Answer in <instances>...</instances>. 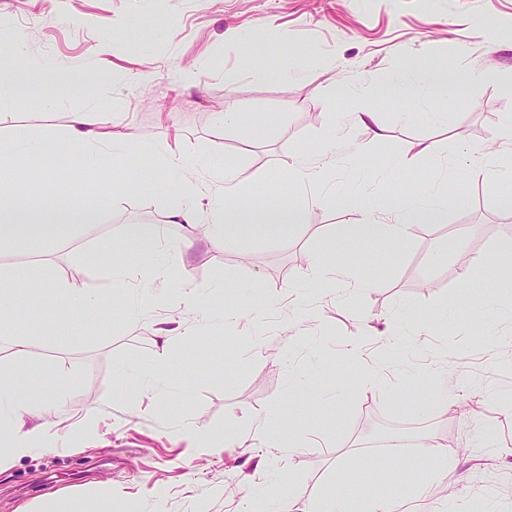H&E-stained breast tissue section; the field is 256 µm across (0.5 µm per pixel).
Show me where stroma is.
Here are the masks:
<instances>
[{"mask_svg": "<svg viewBox=\"0 0 512 512\" xmlns=\"http://www.w3.org/2000/svg\"><path fill=\"white\" fill-rule=\"evenodd\" d=\"M15 31L20 47L0 44L12 89L0 95V137L39 138L48 149L0 163V195L67 197L99 209L100 220L0 243L11 333L31 341L20 357L0 340V374L23 386L48 370L43 385L58 403L41 417L49 448L0 459V512H240L248 500L275 512L285 480L298 490L292 512L354 482L398 499L435 465L415 447L379 452L414 434L445 443L455 462L426 512L448 498L464 512H512V348L499 342L512 333V211L502 203L512 182L467 180V194L448 189L444 223L360 250L374 287L344 299L321 290L316 274L319 261L351 260L330 237L351 223L355 189L379 205L401 188H431L497 139L512 108V0H0V34ZM45 63L63 79L60 94L17 105L30 66ZM410 63L422 83L436 71L474 79L440 98L380 93ZM190 65L197 81L181 86ZM283 68L287 78H277ZM228 103L240 122L227 132L216 114ZM79 110L113 117L132 147L114 167L70 181L68 116ZM350 112L377 113L384 137L354 127L337 136ZM176 135L196 157L199 181H211V157L226 156L256 201L303 205L291 168L323 139L336 142V167L317 181L325 201L300 229L258 226L229 248L202 229L187 248L180 226L163 221L174 198L158 155ZM129 224L158 225L169 245L166 285L99 270L98 261L150 253L145 242L121 248ZM441 249L446 263L431 266ZM477 258L485 268L462 282ZM60 282L95 291L99 305L43 308ZM476 295L490 306H473ZM230 307L244 312L231 326ZM162 328L168 365L154 382L146 369ZM358 336L356 357L348 344ZM368 368L387 386L367 387ZM439 382L454 399L444 414L429 401ZM246 415L298 431L301 449H205V438L237 431ZM190 425L205 436L187 433ZM382 459L394 478H382Z\"/></svg>", "mask_w": 512, "mask_h": 512, "instance_id": "stroma-1", "label": "stroma"}]
</instances>
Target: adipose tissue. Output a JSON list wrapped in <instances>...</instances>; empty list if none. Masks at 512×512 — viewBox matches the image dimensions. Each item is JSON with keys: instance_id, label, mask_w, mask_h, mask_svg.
Wrapping results in <instances>:
<instances>
[{"instance_id": "ef3b65f1", "label": "adipose tissue", "mask_w": 512, "mask_h": 512, "mask_svg": "<svg viewBox=\"0 0 512 512\" xmlns=\"http://www.w3.org/2000/svg\"><path fill=\"white\" fill-rule=\"evenodd\" d=\"M68 138L85 166H108L122 154L125 139L107 131L93 112L71 113ZM163 166L169 173L179 175L177 198L165 212L163 221L181 225L186 236H193L199 225H207L213 238L232 246L239 228L251 224H266L288 229L302 223L303 214L285 199L272 198L257 202L241 194V171L235 164L217 157L211 163L216 177L207 190L195 184L193 159L186 153L181 140L166 144L161 153ZM445 218V203L430 192L411 194L397 191L378 207L366 204L354 210L352 223L337 225L332 241L346 253L359 248H377L404 239L409 226L416 223L438 224ZM95 211L75 208L70 201L60 200L50 205L17 206L0 202V232L9 233L14 240L37 236L57 235L70 225L95 221ZM0 405L7 406L8 416H0V433L11 436L10 457L20 458L33 450L39 437L46 435L42 425H30L29 420L39 412L51 410L55 401L39 383L19 390L15 380L0 379ZM432 492L423 487L405 499L393 500L383 496L354 498L346 494L320 499L314 512H418L417 505Z\"/></svg>"}]
</instances>
